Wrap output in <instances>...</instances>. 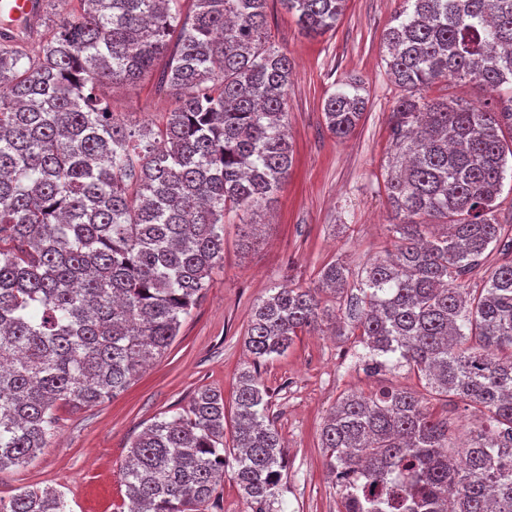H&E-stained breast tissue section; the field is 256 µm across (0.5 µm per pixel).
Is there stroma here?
<instances>
[{
	"mask_svg": "<svg viewBox=\"0 0 512 512\" xmlns=\"http://www.w3.org/2000/svg\"><path fill=\"white\" fill-rule=\"evenodd\" d=\"M397 7L398 0H347L335 30L309 36L280 0H269L268 42L292 63L286 123L294 166L264 206L258 238L242 244L253 215H225L224 263L175 341L120 395L93 407L59 406L38 457L0 472V499L52 487L64 493L70 512H119L129 446L148 425L182 413L202 388L232 401L240 373L253 361L245 338L258 299L285 284L317 286L330 262L355 271L383 254L392 222L385 188L392 151L388 118L403 90L387 74L382 34ZM164 66L157 61L133 84L100 87L116 117L143 130L161 125L175 99L173 91L156 86ZM349 83L362 85L366 108L352 133L339 138L327 130L323 106ZM351 328L344 305L330 304L321 330L300 334L260 368L272 395L270 417L285 442L287 468L278 495L283 512H338L320 433L342 396L424 390L405 366L366 372L368 350Z\"/></svg>",
	"mask_w": 512,
	"mask_h": 512,
	"instance_id": "35a3bbf8",
	"label": "stroma"
}]
</instances>
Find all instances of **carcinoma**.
Instances as JSON below:
<instances>
[{
	"label": "carcinoma",
	"mask_w": 512,
	"mask_h": 512,
	"mask_svg": "<svg viewBox=\"0 0 512 512\" xmlns=\"http://www.w3.org/2000/svg\"><path fill=\"white\" fill-rule=\"evenodd\" d=\"M308 35L336 28L345 0H280ZM382 40L405 91L391 118V248L357 273L334 261L316 288L283 286L252 308L232 447L224 397L152 422L128 451L127 512H197L224 470L252 512H272L285 448L256 367L344 297L367 370L407 366L432 394L486 416L458 445L424 397H344L321 432L339 512H512V262L483 288L459 278L504 239L496 218L512 143V0H401ZM268 0H80L38 50L0 30V471L46 447L61 404L117 396L179 336L224 261V215L253 212L293 166L285 126L291 62L267 44ZM173 107L146 143L95 89L135 83L162 56ZM497 93L490 108L423 96L441 79ZM330 95L327 126L348 136L366 99ZM0 512H69L33 488Z\"/></svg>",
	"instance_id": "obj_1"
}]
</instances>
